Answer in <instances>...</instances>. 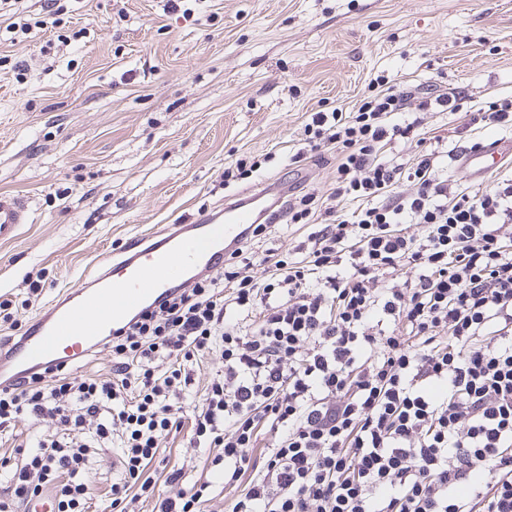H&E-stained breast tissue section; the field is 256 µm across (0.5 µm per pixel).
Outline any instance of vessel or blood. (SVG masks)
I'll return each mask as SVG.
<instances>
[{
	"label": "vessel or blood",
	"mask_w": 512,
	"mask_h": 512,
	"mask_svg": "<svg viewBox=\"0 0 512 512\" xmlns=\"http://www.w3.org/2000/svg\"><path fill=\"white\" fill-rule=\"evenodd\" d=\"M510 158L512 138L497 136L479 138L457 154L459 168L475 183ZM275 196L274 186H260L188 223L129 240L95 275L43 308L25 336L0 345V387L82 358L131 319L158 309L178 284L221 270L256 223L252 203ZM28 221L23 198L0 195V241L13 238Z\"/></svg>",
	"instance_id": "vessel-or-blood-1"
}]
</instances>
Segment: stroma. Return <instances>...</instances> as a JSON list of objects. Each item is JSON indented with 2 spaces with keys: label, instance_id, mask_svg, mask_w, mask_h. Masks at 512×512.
<instances>
[{
  "label": "stroma",
  "instance_id": "stroma-1",
  "mask_svg": "<svg viewBox=\"0 0 512 512\" xmlns=\"http://www.w3.org/2000/svg\"><path fill=\"white\" fill-rule=\"evenodd\" d=\"M41 0L0 4V194L30 220L0 242V293L21 304L0 341L117 255L130 237L212 210L265 182L324 194L336 152L292 162L311 113L350 107L385 75L410 91L459 87L473 105L512 96V0ZM445 150L479 137L428 114ZM273 160L225 184L245 156ZM40 299L24 306L29 278ZM48 419L0 435V462L54 434ZM154 463L191 487L207 465L185 434ZM94 512L122 477L116 451L88 464Z\"/></svg>",
  "mask_w": 512,
  "mask_h": 512
}]
</instances>
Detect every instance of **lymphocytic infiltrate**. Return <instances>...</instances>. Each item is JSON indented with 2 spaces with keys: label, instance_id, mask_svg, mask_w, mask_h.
Returning a JSON list of instances; mask_svg holds the SVG:
<instances>
[{
  "label": "lymphocytic infiltrate",
  "instance_id": "lymphocytic-infiltrate-1",
  "mask_svg": "<svg viewBox=\"0 0 512 512\" xmlns=\"http://www.w3.org/2000/svg\"><path fill=\"white\" fill-rule=\"evenodd\" d=\"M431 112L512 131V98H420L376 77L351 110L316 112L293 156L334 146L328 194H285L268 224H301L292 249L242 245L218 274L176 289L107 340L108 377L78 365L0 388V430L51 418L11 468L0 512L46 493L88 512L87 463L120 438L108 512H512V179L473 194L424 149ZM420 150L400 155L396 143ZM224 369L201 397L200 363ZM188 430L210 469L160 498L148 469ZM273 443L256 455L264 437Z\"/></svg>",
  "mask_w": 512,
  "mask_h": 512
}]
</instances>
